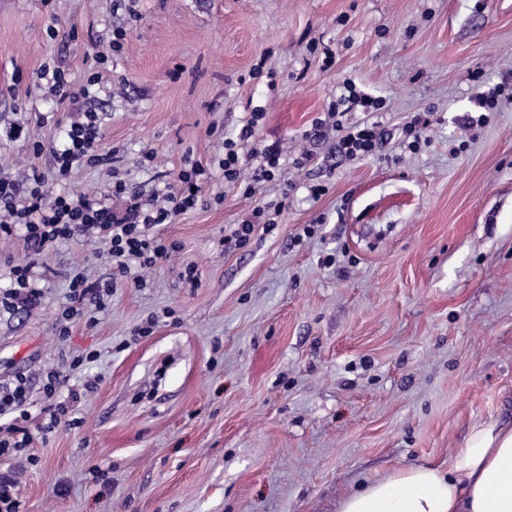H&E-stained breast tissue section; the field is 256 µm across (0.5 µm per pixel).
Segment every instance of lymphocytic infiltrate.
Wrapping results in <instances>:
<instances>
[{"label":"lymphocytic infiltrate","instance_id":"f902f5d3","mask_svg":"<svg viewBox=\"0 0 512 512\" xmlns=\"http://www.w3.org/2000/svg\"><path fill=\"white\" fill-rule=\"evenodd\" d=\"M336 129L341 133L336 148L342 156L351 159L376 154L385 135L377 121L351 125L340 122ZM97 139L94 122L72 123L64 144L54 151L56 170L32 169L23 188L0 178V206L8 213L7 219H0V237L11 236L16 228H23L27 240L42 252L94 228L108 244L113 276L125 277L130 275L132 265L151 267L176 251V243L150 235L149 229L156 224L171 223L175 215L196 205L199 195L195 187L201 171L196 166L181 171L179 187L168 190L163 205L145 207L134 201L121 216L113 213L110 204L87 195L47 194L45 186L49 180L58 174L67 175L73 164L110 163V155L99 152ZM106 293V288L99 282L89 281L83 272L72 273L62 319H72L90 303L103 306Z\"/></svg>","mask_w":512,"mask_h":512}]
</instances>
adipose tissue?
<instances>
[{"mask_svg": "<svg viewBox=\"0 0 512 512\" xmlns=\"http://www.w3.org/2000/svg\"><path fill=\"white\" fill-rule=\"evenodd\" d=\"M336 512H512V420L473 425L448 465L397 468L345 495Z\"/></svg>", "mask_w": 512, "mask_h": 512, "instance_id": "obj_1", "label": "adipose tissue"}]
</instances>
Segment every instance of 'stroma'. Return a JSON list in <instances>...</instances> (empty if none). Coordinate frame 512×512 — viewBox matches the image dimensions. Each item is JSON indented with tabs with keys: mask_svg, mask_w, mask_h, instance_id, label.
Instances as JSON below:
<instances>
[{
	"mask_svg": "<svg viewBox=\"0 0 512 512\" xmlns=\"http://www.w3.org/2000/svg\"><path fill=\"white\" fill-rule=\"evenodd\" d=\"M55 70L88 87L112 156L62 186L104 198L120 180L146 203L204 173L198 204L153 229L179 250L138 288L111 281L100 242L0 240V292L27 262L44 292L0 308V387L26 377L31 402L25 448L0 456L23 512H336L512 416V100L462 124L477 85L512 84V0H0V177L54 168L49 144L80 120ZM346 81L385 102L377 155L335 149ZM249 123L247 196L222 160ZM272 143L279 170L253 182ZM258 206L274 228L225 250ZM76 267L112 294L63 339ZM52 370L67 382L50 399ZM72 389L78 425L47 431Z\"/></svg>",
	"mask_w": 512,
	"mask_h": 512,
	"instance_id": "35a3bbf8",
	"label": "stroma"
}]
</instances>
